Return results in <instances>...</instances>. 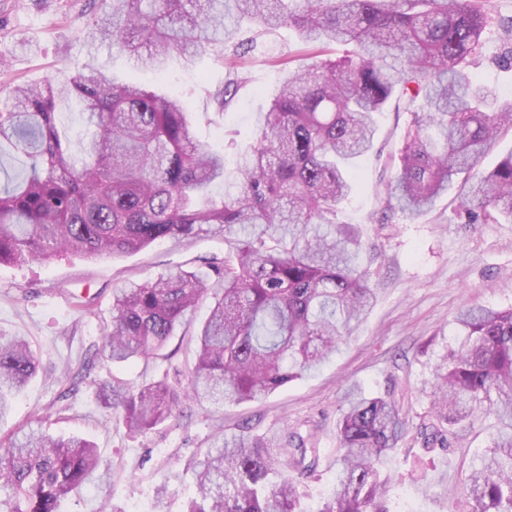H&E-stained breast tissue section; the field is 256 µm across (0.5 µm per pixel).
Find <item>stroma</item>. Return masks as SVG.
<instances>
[{
    "instance_id": "35a3bbf8",
    "label": "stroma",
    "mask_w": 512,
    "mask_h": 512,
    "mask_svg": "<svg viewBox=\"0 0 512 512\" xmlns=\"http://www.w3.org/2000/svg\"><path fill=\"white\" fill-rule=\"evenodd\" d=\"M488 9L489 25L469 69L482 84L511 97L512 66L503 58L512 47L501 40L500 26L512 18V0H489ZM97 11L93 0H0V56L5 59L0 107L10 104L13 85L62 83L91 64L122 83L161 93L192 90L198 136L210 146L252 142L254 116L268 106L282 76L276 62L296 50L292 34L281 30L260 37V52L248 60L249 82L221 113L208 96L224 81L217 53L208 52L192 65L171 58L159 75L136 69L108 46L88 53L84 32ZM408 121L405 112L380 115L375 149L362 159L340 215L363 231L374 273L371 311L356 335L317 371L263 400L217 412L195 406L162 429L132 437L122 425L109 423L93 385L112 376L138 384L156 378L166 363L184 369L193 364L196 343L189 327L170 340L169 361L115 365L87 350L101 341L116 285L147 281L178 265L206 272L204 257L223 254L222 241H164L122 257L65 255L47 265H0V334L29 339L44 368L15 400L8 426L40 423L57 436L91 439L112 465L110 481L81 490L66 512H97L104 500L113 512H137L151 504L162 485L168 488L166 512H184L194 492L196 464L214 434L231 436L242 428L256 436L295 432L315 449L316 469L300 486L301 500L313 512L336 486V424L344 394L353 385L369 395H404L410 427L401 451L382 464L391 479L392 512H465L467 478L496 432L494 417L475 411L471 425L451 436L444 452L423 451L417 426L431 409V371L452 339L459 311L478 305L512 308V222L469 223L456 187L431 211L384 223L378 196Z\"/></svg>"
}]
</instances>
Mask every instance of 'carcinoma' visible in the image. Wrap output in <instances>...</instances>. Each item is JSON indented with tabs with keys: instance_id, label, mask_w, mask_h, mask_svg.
<instances>
[{
	"instance_id": "1",
	"label": "carcinoma",
	"mask_w": 512,
	"mask_h": 512,
	"mask_svg": "<svg viewBox=\"0 0 512 512\" xmlns=\"http://www.w3.org/2000/svg\"><path fill=\"white\" fill-rule=\"evenodd\" d=\"M245 24L293 31L311 62L288 68L230 179L224 151L198 140L186 95L121 83L93 66L65 87L19 85L0 110V156L29 160L20 179L0 185V265L47 264L66 253L112 258L168 239L220 237L232 250L205 259V276L179 267L112 289L98 353L113 363L158 358L194 310L210 305L189 373L170 366L149 382L97 384L132 434L197 402L222 408L265 398L355 333L375 300L373 272L361 261L358 228L340 223L338 209L354 167L374 148L378 113L412 114L391 155L385 217L432 210L465 174L460 206L469 222L512 220V150L493 168L481 166L512 128V99L465 70L486 28V0H102L84 40L91 54L107 43L153 71L174 54L191 62L218 48L225 80L211 97L224 109L258 49L255 38L237 39ZM332 44L350 49L327 58ZM63 95L93 127L77 151L57 124ZM221 183L224 194L210 195ZM38 369L27 338L0 336V422ZM431 385L423 449L446 447L473 407L486 408L498 429L468 476V512H512V308L461 310ZM407 425L396 398L349 387L337 423L336 489L315 512H390L380 467ZM286 450L295 476L277 460ZM307 453L293 435L221 433L186 512H306L298 486L313 471ZM109 474L87 439L40 427L0 436V512H62L61 500Z\"/></svg>"
}]
</instances>
